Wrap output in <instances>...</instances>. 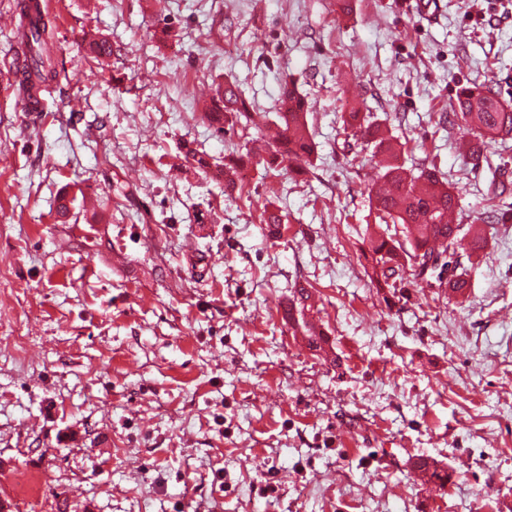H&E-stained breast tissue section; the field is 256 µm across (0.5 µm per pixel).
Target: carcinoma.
Returning <instances> with one entry per match:
<instances>
[{
    "label": "carcinoma",
    "instance_id": "carcinoma-1",
    "mask_svg": "<svg viewBox=\"0 0 512 512\" xmlns=\"http://www.w3.org/2000/svg\"><path fill=\"white\" fill-rule=\"evenodd\" d=\"M22 16L16 24V38L23 55V64L18 67L16 95L18 101L36 99L37 90L55 77L53 66V27L51 22L39 12L37 5L24 4ZM212 105L223 106V119L217 122L212 113L205 116L217 129L224 125L243 123L246 129L257 127L255 117L249 112L238 85L231 79H224L218 86ZM454 121L460 123L471 139L463 146L462 152L472 166L477 167L487 161L484 147L498 138L512 137V108L502 103L496 92L477 83L461 85L456 92L453 112ZM260 118L269 120L277 127L275 136L267 144V157L261 163L271 168L278 156L288 153L289 161H311L315 154V144L308 130L306 113L286 110L284 99H279V107L274 117L267 114ZM343 131L363 145L373 149V153L394 155L399 143L385 136L381 124L371 112L352 110L343 116ZM243 157L234 148L224 157V185L237 187L238 169ZM508 184L500 179L499 170H494L486 193V202L491 208L498 207L503 196L511 192ZM370 200L377 210L378 218L384 224H393V233L376 235L369 240L372 259L370 283L373 287L392 291L397 288V280L409 268L420 278H433L440 288L458 301L465 302L469 297L468 282L461 273L444 276L447 267L455 264L460 268L458 257L465 256L470 264L481 261L488 244L492 225L478 233L468 248H462V241L468 235L464 225H454L451 234H443L448 228V203L458 208V194L448 182V177L434 164H421L406 168L389 165L371 185ZM306 296L296 290L288 306V323L301 328L308 337L309 345L318 347L322 335L313 332L307 321H299L297 316H305Z\"/></svg>",
    "mask_w": 512,
    "mask_h": 512
}]
</instances>
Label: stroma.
Wrapping results in <instances>:
<instances>
[{"mask_svg":"<svg viewBox=\"0 0 512 512\" xmlns=\"http://www.w3.org/2000/svg\"><path fill=\"white\" fill-rule=\"evenodd\" d=\"M57 2L53 92L36 112L0 95L10 512H512V220L467 266L465 306L410 275L400 298L372 288L378 169L340 120L374 113L400 164L447 175L460 223H488L512 141L472 167L444 117L466 82L512 106V0ZM166 24L178 39L156 38ZM286 73L316 143L305 173L249 163L238 193L184 158L243 141L204 117L216 83L272 113ZM267 205L288 215L276 241ZM301 284L327 351L281 315Z\"/></svg>","mask_w":512,"mask_h":512,"instance_id":"stroma-1","label":"stroma"}]
</instances>
